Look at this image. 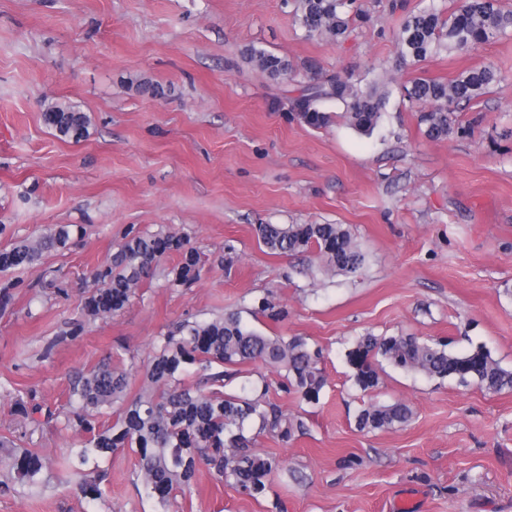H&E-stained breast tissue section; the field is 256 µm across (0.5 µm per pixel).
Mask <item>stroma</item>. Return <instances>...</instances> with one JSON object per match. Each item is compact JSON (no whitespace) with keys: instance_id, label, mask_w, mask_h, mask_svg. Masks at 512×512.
<instances>
[{"instance_id":"35a3bbf8","label":"stroma","mask_w":512,"mask_h":512,"mask_svg":"<svg viewBox=\"0 0 512 512\" xmlns=\"http://www.w3.org/2000/svg\"><path fill=\"white\" fill-rule=\"evenodd\" d=\"M358 5L369 23L332 42L306 36L291 0H0V224L17 240L49 225L82 228L67 249L0 272V283H22L0 311V436L47 461L44 486L0 491V512H394L402 500L411 512H512V392L387 365L366 394L345 361L369 330L445 340L457 353L481 345L512 370V38L399 68L391 36L403 12L388 0ZM250 46L288 59L297 79L253 69L242 56ZM312 64L387 83L372 135L339 117L311 128L291 112ZM483 64L499 81L457 113L462 133L428 139L398 85ZM51 102L87 112L89 137L46 127ZM315 223L350 226L369 258L364 276L323 274L313 252L270 254L255 233ZM131 227L188 235L200 277L171 288L155 275L125 311L70 336L90 271ZM262 297L284 309L281 320L254 313ZM228 312L322 350L327 385L315 405L278 391L275 367L240 368L305 424L286 441L256 438L255 453L288 467L265 495L203 469L190 493L160 508L136 485L139 457L128 449L108 463L104 501L61 483L55 462L82 437L42 411L65 405L71 379L109 359L138 390L160 336ZM16 389L32 391L40 412L15 415ZM369 398L404 401L414 418L359 431Z\"/></svg>"}]
</instances>
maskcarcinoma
Listing matches in <instances>:
<instances>
[{"instance_id": "obj_1", "label": "carcinoma", "mask_w": 512, "mask_h": 512, "mask_svg": "<svg viewBox=\"0 0 512 512\" xmlns=\"http://www.w3.org/2000/svg\"><path fill=\"white\" fill-rule=\"evenodd\" d=\"M294 15L309 37L328 41L347 37L355 21L365 19L355 0H293ZM391 11L406 12L394 35V49L401 63L419 64L445 50L467 53L493 40L512 36V7L504 0H452L443 9L429 4L410 9L407 0H391ZM243 58L267 78L278 81L291 71L288 60L248 47ZM497 81L490 65L471 68L448 81L416 78L399 86L402 100L425 106L418 115L424 134L441 140L459 132L455 112L486 94ZM390 96L378 82H366L338 71L306 85L292 101V111L312 128L330 123L332 114L323 104L343 107V118L356 131L370 135L377 128ZM44 124L63 139L80 141L91 126L89 115L75 107L46 104ZM257 237L275 255L296 256L317 251L325 271L356 278L367 267V255L350 227L344 224H259ZM70 224L50 225L30 239L0 247V271L25 268L44 253L66 248L72 240ZM170 254L179 262L164 270L171 288L184 287L200 276L202 259L187 236L173 232L141 233L129 229L110 263L96 268L93 288L82 305L90 320H104L123 311L140 285ZM322 353L300 337L266 336L249 327L238 312L208 321L183 322L159 340L145 366L139 393L128 397L127 373L109 363L100 365L72 382L64 425H77L85 433L81 447L67 453L70 471L77 477L90 471L92 481H82L85 496L95 501L105 494L108 470L103 464L119 449L130 448L139 456L141 480L148 495L162 506L184 492L202 465L215 469L218 478L238 491L257 498L265 494L272 477L284 468L275 456H261L251 445L264 434L291 437L303 430L301 421L288 419L281 407L267 398L268 386L251 397L255 387L242 384L239 392L224 391L229 369L251 363L277 366L284 371L281 388L308 404L320 400L326 377L320 367ZM354 385L362 391L379 384L382 363L406 373L429 378H452L489 393L512 390V371L503 368L489 351L477 345L464 353L448 349V343L413 334L376 336L366 332L355 337L345 352ZM197 365L208 372L215 386L209 392L182 383L181 374ZM118 405L112 422L97 414ZM413 417L409 405L369 402L355 417L361 431L375 432L407 426ZM0 453L8 470L0 479L3 490L32 491L39 486L44 460L34 448H17L0 438Z\"/></svg>"}]
</instances>
